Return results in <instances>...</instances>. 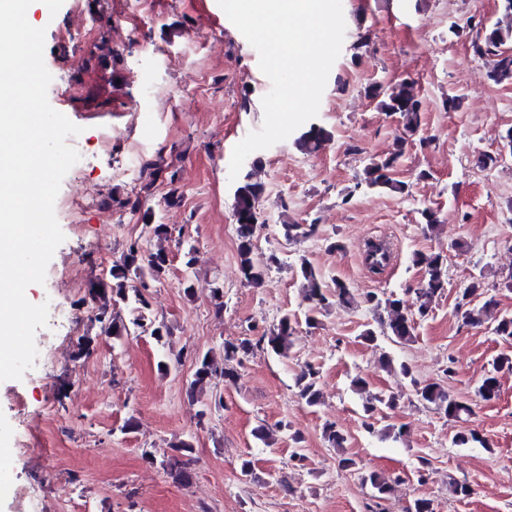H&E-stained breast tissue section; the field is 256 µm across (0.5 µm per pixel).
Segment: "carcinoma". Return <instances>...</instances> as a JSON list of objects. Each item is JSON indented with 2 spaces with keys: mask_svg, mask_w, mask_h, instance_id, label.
I'll return each instance as SVG.
<instances>
[{
  "mask_svg": "<svg viewBox=\"0 0 512 512\" xmlns=\"http://www.w3.org/2000/svg\"><path fill=\"white\" fill-rule=\"evenodd\" d=\"M512 42V26L503 27L495 23L477 36L470 43V53L473 57L484 59L495 58L494 65L489 72V78L495 82L512 77V54L502 50L508 42ZM370 99L379 100L381 109L391 115L399 117L403 136L399 138L398 148L385 155L373 156L364 167L358 185L369 189L382 190L387 193L403 194L407 191V183L393 178V171L404 154L405 146L422 126V101L416 91L415 82L403 80L384 92L378 85H371L365 89ZM333 139V132L320 123H311L305 126L295 139L297 148L306 153H316ZM261 160L253 161L251 170L242 175L235 185L233 192V214L236 220L237 253L239 268L243 281L249 285L258 286L263 283L268 264L278 261L272 254L263 262L255 257V238L260 228L259 203L264 194V185L254 180V169L258 168ZM145 178L143 189L148 191L162 176L166 177L170 189L165 197L169 206L177 205L181 200L178 194L177 172L168 171L153 160H148L141 167ZM390 261V253L372 242L367 245L365 262L369 268L376 272L382 270ZM413 261L424 269V279L420 288L416 289L417 308L411 310L407 300L394 294L380 297L376 294L366 296V302L376 310L384 313L379 324L382 333L390 336L398 343L410 342L415 337L416 323L414 317L424 318L428 315L435 299L442 295L448 286L446 274V257L440 253L426 255L415 253ZM169 255L164 246L144 250L138 242L131 243L122 261L112 265L111 280L102 279L90 282L88 294L95 303L96 321L100 324V335L115 341L121 340L133 330L149 333L157 341L169 335V329L163 323H158L150 315L151 304L145 277L159 282L168 271ZM296 276L301 281L312 306L306 316V323H318L317 314L327 310L336 303L351 304L353 294L350 288L341 280H333L334 288L325 287L322 276L308 262L300 259L296 269ZM486 282L484 278H473L461 293L456 304V316L465 326H479L490 322L493 324V333L504 340L512 339V314H502L497 310L496 303L489 299L481 304H474L475 299L485 294ZM125 307L129 310L131 318L123 320L117 309ZM296 319L285 314L276 327L260 336L256 341L244 339L237 344L224 345V357L228 358L237 352H248L254 346H266L278 356H286L292 347V337L295 332ZM503 369L512 370V355L499 354L493 362V372L485 375L478 386V394L484 400H491L498 396L500 382L497 373ZM221 375L232 381L235 378L234 370L214 366L209 355L198 360L193 379L189 382L187 393L191 400L199 401L196 396L198 385ZM318 371L312 365L301 369L295 379L302 399L310 406L321 402V392L317 386ZM416 387L418 399L425 405H432L445 417L454 421H462L473 414L472 407L451 396L445 387L439 383L421 385L411 380ZM453 443L457 447H469L479 444L487 447L485 439L474 430H463L455 434Z\"/></svg>",
  "mask_w": 512,
  "mask_h": 512,
  "instance_id": "obj_1",
  "label": "carcinoma"
}]
</instances>
